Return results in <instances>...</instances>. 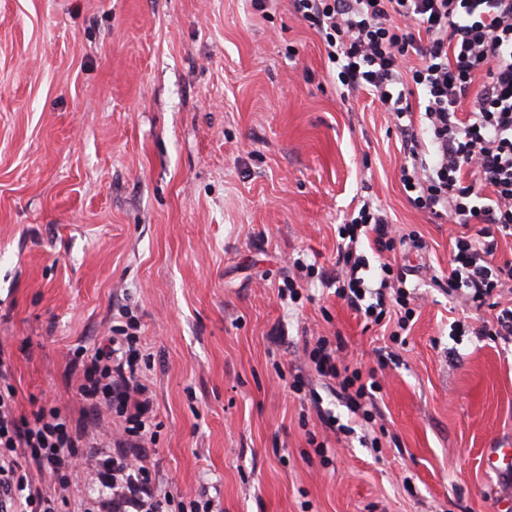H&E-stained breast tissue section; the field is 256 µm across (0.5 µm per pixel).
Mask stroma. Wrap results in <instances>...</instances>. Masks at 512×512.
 I'll return each mask as SVG.
<instances>
[{
  "label": "stroma",
  "mask_w": 512,
  "mask_h": 512,
  "mask_svg": "<svg viewBox=\"0 0 512 512\" xmlns=\"http://www.w3.org/2000/svg\"><path fill=\"white\" fill-rule=\"evenodd\" d=\"M329 69L291 0H0V342L19 409L79 415L69 352L129 311L160 491L205 488L224 512H512V342L452 334L463 308L429 277L460 228L408 202L388 113L343 103ZM363 196L425 244L398 258L417 293L403 340L319 280ZM335 335L350 366L393 356L372 421L305 360Z\"/></svg>",
  "instance_id": "stroma-1"
}]
</instances>
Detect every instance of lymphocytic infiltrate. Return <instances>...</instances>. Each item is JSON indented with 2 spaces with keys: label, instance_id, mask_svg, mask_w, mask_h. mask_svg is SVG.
<instances>
[{
  "label": "lymphocytic infiltrate",
  "instance_id": "f902f5d3",
  "mask_svg": "<svg viewBox=\"0 0 512 512\" xmlns=\"http://www.w3.org/2000/svg\"><path fill=\"white\" fill-rule=\"evenodd\" d=\"M293 8L320 35L343 87L342 100L373 95L398 129L405 162L400 181L417 210L461 225L447 278L435 287L460 304L496 308L480 336H512V306L499 307V288L512 283V261L496 262L497 234L512 236V0H293ZM415 66H408V59ZM421 88L426 105L412 124L405 83ZM491 196H483V188ZM335 294L365 322L386 317L387 301L400 308L399 328L412 312L406 274L397 254L422 250L414 234L396 235L385 211L362 203L338 230ZM374 247L382 272L370 286L361 240ZM138 325L112 328L94 351L79 347L73 366L75 397L92 425L74 423L54 402L20 413L10 385L11 363L0 349V512H58L34 475L67 491L85 464L101 457L100 489L78 512H222L202 495H158L150 458L153 392L140 378ZM343 338H318L308 358L318 373L337 380L350 411L362 409L380 383L375 370L345 362ZM119 421L107 431L102 414Z\"/></svg>",
  "mask_w": 512,
  "mask_h": 512
}]
</instances>
